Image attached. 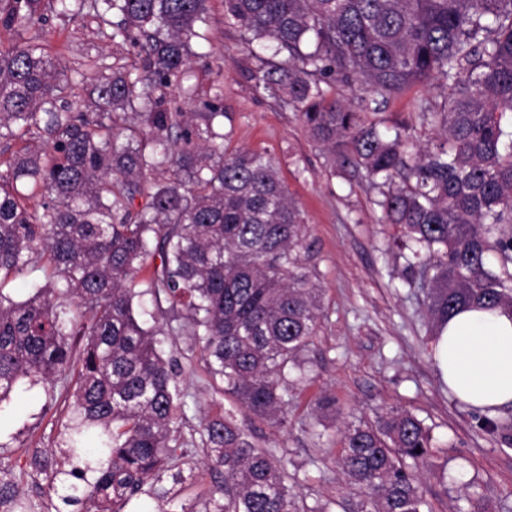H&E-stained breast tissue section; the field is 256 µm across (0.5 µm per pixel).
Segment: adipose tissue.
I'll return each instance as SVG.
<instances>
[{"label":"adipose tissue","instance_id":"obj_1","mask_svg":"<svg viewBox=\"0 0 512 512\" xmlns=\"http://www.w3.org/2000/svg\"><path fill=\"white\" fill-rule=\"evenodd\" d=\"M440 380L458 401L486 410L512 404V311L469 308L449 319L433 345Z\"/></svg>","mask_w":512,"mask_h":512}]
</instances>
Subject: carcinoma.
Masks as SVG:
<instances>
[{
  "mask_svg": "<svg viewBox=\"0 0 512 512\" xmlns=\"http://www.w3.org/2000/svg\"><path fill=\"white\" fill-rule=\"evenodd\" d=\"M56 1L138 49L137 67L92 83L94 112L70 111L86 81L31 34ZM224 19L246 44L287 54L252 73L255 87L288 98L332 161L363 168L379 189L387 223L403 229L406 270L430 289L433 327L468 305L511 310L512 0H224ZM208 23L207 0H0V30L16 36L0 41V140L24 142L0 172V403L24 381L72 370L67 447L78 459L93 443L107 457L94 482L62 497L85 512H118L173 460L177 367L162 330L134 310L149 257L161 263L147 287L201 337L224 394L282 427L307 377L318 274L274 158L226 153L215 103L165 107ZM330 77L384 100L440 83L448 96L423 113L436 138L418 145L405 122L382 132L327 98ZM116 110L133 124L116 129ZM27 270L43 274L28 298L4 293ZM341 442L338 465L363 490L351 512H431L410 471L433 448L422 420L383 409ZM202 444L224 468L223 502L205 512H295L288 474L232 418L209 421Z\"/></svg>",
  "mask_w": 512,
  "mask_h": 512,
  "instance_id": "1",
  "label": "carcinoma"
}]
</instances>
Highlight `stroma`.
<instances>
[{"instance_id":"35a3bbf8","label":"stroma","mask_w":512,"mask_h":512,"mask_svg":"<svg viewBox=\"0 0 512 512\" xmlns=\"http://www.w3.org/2000/svg\"><path fill=\"white\" fill-rule=\"evenodd\" d=\"M208 40L189 68L192 96L180 87L167 94L170 108L201 111L218 103L225 117L227 150L247 148L275 157L279 173L310 227L312 262L321 288L323 317L306 354L311 382L297 389L285 427H274L219 391L196 337L162 338L165 357L175 359L183 418L177 439L181 482L165 478L145 485L121 512H203L224 483V470L209 465L201 441L206 420L231 416L255 447L270 449L288 473L296 512H347L361 491L348 483L336 461L340 432L373 421L394 407L424 420L434 437L431 455L416 471L433 512H512V407L497 411L506 429L491 433L482 416L448 392L434 368L435 340L426 317V291L403 277L399 225L385 223L378 192L363 169L332 164L307 136L295 107L257 90L251 74L260 64L239 31L224 21V0H208ZM43 41L74 76L95 77L106 68H132L131 45L104 38L97 19L49 12ZM441 89L416 86L381 104L382 118L406 121L420 142L436 135L420 105L436 106ZM71 373L49 384L22 385L0 404V482L35 512H61L72 461L64 425L71 411ZM329 392L342 415L325 419L310 402ZM58 471L56 482L47 475Z\"/></svg>"}]
</instances>
